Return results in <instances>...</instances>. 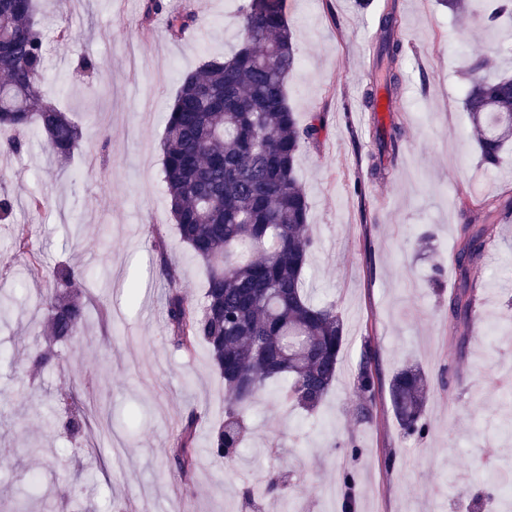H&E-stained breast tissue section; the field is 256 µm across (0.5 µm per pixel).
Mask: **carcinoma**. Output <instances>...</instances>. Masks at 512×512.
Here are the masks:
<instances>
[{"label": "carcinoma", "mask_w": 512, "mask_h": 512, "mask_svg": "<svg viewBox=\"0 0 512 512\" xmlns=\"http://www.w3.org/2000/svg\"><path fill=\"white\" fill-rule=\"evenodd\" d=\"M37 0H0V127L17 136L5 150L18 152L27 136L40 135L48 150L68 158L82 145L79 127L42 95L46 44L36 21ZM286 0H242L239 45L224 59H210L185 75L166 117L161 141L162 174L177 232L191 256L206 271L203 302L197 307L172 289L165 302L168 342L187 354L206 346L224 381V422L212 433L207 453L233 463L240 454L243 422L255 400L272 394L287 405L317 413L336 380L345 345L341 312L333 302L317 303L306 288V268L315 246L310 204L297 175L301 150L321 130L317 117L302 125L288 104L286 83L298 64L286 18ZM168 16V34L182 39L197 27V16L176 0H146L144 17ZM512 17V0H495L483 27ZM395 8L378 17L375 81L364 96L376 110L378 87L397 93L403 44L395 37ZM493 49L470 59L463 103L480 162L499 168L512 159V75L489 77ZM401 128L392 125L380 151L394 162ZM508 206H482L483 223L463 226L454 257L455 285L448 295V319L467 340L475 323L476 285L472 272L485 256L493 225ZM169 284L178 278L164 244L152 238ZM55 291L43 295L49 336L57 341L79 334L87 316L82 297L83 270L75 265L52 271ZM377 351L365 340L354 389L356 418H372L379 390ZM31 368L54 367L58 355L37 348ZM460 378L459 365L443 366L437 379L414 364L398 369L388 392L403 437L422 440L428 432L425 411L433 385L447 388ZM195 413L185 419L172 457L185 487H190L199 451L194 441ZM89 417L74 403L58 425L82 437ZM354 474L345 470L349 489L341 512H355L350 489ZM286 476L267 474L261 490L282 491Z\"/></svg>", "instance_id": "obj_1"}]
</instances>
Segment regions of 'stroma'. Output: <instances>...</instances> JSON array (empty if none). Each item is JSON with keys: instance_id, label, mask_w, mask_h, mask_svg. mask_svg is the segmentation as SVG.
<instances>
[{"instance_id": "35a3bbf8", "label": "stroma", "mask_w": 512, "mask_h": 512, "mask_svg": "<svg viewBox=\"0 0 512 512\" xmlns=\"http://www.w3.org/2000/svg\"><path fill=\"white\" fill-rule=\"evenodd\" d=\"M198 26L171 39L163 14L144 19V0H67L38 13L47 44L43 89L82 131L67 159L44 140L21 154L0 153V195L14 201L0 221V290L14 304L0 319V512H338L327 497L341 469L354 472L357 512H487L488 480L512 479V394L494 376L512 373V217L501 221L474 271L482 319L468 340L448 326L453 254L465 217L487 199L512 201V163L486 170L463 109L467 61L494 45L496 72L512 74V29L475 28L437 0H287L299 65L287 80L299 122L320 115L318 140L304 147L297 173L310 203L316 246L308 263L317 300L336 302L346 345L319 414L271 399L247 414L237 463L200 456L191 488L168 457L189 412L207 448L224 418V385L205 347L188 355L167 340V281L151 246L161 238L178 266L176 285L200 303L204 268L192 260L170 213L161 174L166 113L183 76L230 55L239 41L241 0H180ZM394 5L402 31V82L389 112L364 105L379 41L377 18ZM74 35L67 48L57 28ZM91 57L93 72L79 62ZM398 124L392 168L373 173L377 138ZM44 200L28 207L30 195ZM33 230L42 275L24 271L13 250L17 227ZM60 264L85 271L88 316L80 336L56 344L61 365L31 377L26 349L45 344L41 297ZM439 283H431L433 266ZM136 285L129 299L127 285ZM372 338L383 379L402 364L435 374L448 360L462 371L451 389L434 388L424 440L403 438L380 394L374 418L357 421L355 368ZM90 410L84 437L56 420L62 396ZM356 441L358 457L344 442ZM271 471L286 474L282 494L246 497Z\"/></svg>"}]
</instances>
